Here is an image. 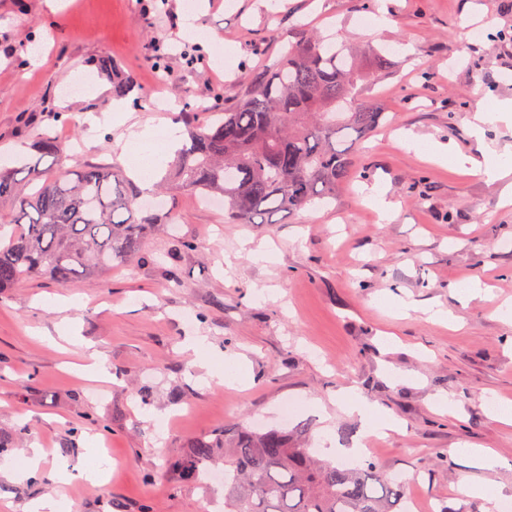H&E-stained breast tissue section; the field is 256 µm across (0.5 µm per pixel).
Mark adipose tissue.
I'll use <instances>...</instances> for the list:
<instances>
[{"label":"adipose tissue","mask_w":512,"mask_h":512,"mask_svg":"<svg viewBox=\"0 0 512 512\" xmlns=\"http://www.w3.org/2000/svg\"><path fill=\"white\" fill-rule=\"evenodd\" d=\"M113 120L118 124L128 125L129 142L120 157V161L130 175L138 182L143 193H150L157 180L163 164L170 151L179 145L178 130L169 125L157 128L151 125H138L132 122L123 103L112 105ZM512 120V101L497 102L495 107H487L484 101H477L470 122L472 134L481 151L480 169L489 181H504L503 197L512 196V184L505 179L512 175V156L500 152L493 143L487 142L485 135L488 125L496 121ZM342 410L360 418L367 430L384 435L397 430L399 423L391 416L381 414L377 407L358 389L346 390L340 397Z\"/></svg>","instance_id":"1"}]
</instances>
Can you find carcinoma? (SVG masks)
Instances as JSON below:
<instances>
[{"instance_id": "cac0c4a2", "label": "carcinoma", "mask_w": 512, "mask_h": 512, "mask_svg": "<svg viewBox=\"0 0 512 512\" xmlns=\"http://www.w3.org/2000/svg\"><path fill=\"white\" fill-rule=\"evenodd\" d=\"M99 64L112 71L114 92L127 94V78L109 61ZM393 67L375 46L362 55L300 32L278 68L247 85L231 108L188 123L170 189L222 198L239 224L331 204L354 174L352 143L395 121L364 96ZM35 148L36 160L0 167V203L13 212L9 237H0V289L39 276L61 285L102 276L138 254L157 225L176 223L143 206L117 163L74 165L68 146L46 132ZM221 463L224 512H407L405 484L373 460L337 467L276 429L201 434L170 469L196 483Z\"/></svg>"}]
</instances>
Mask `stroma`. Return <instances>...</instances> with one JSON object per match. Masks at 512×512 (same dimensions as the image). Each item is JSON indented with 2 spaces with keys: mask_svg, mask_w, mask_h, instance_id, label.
I'll use <instances>...</instances> for the list:
<instances>
[{
  "mask_svg": "<svg viewBox=\"0 0 512 512\" xmlns=\"http://www.w3.org/2000/svg\"><path fill=\"white\" fill-rule=\"evenodd\" d=\"M204 0L201 18L233 57L216 61L209 46L181 31L187 0H0V153L30 155L34 135L51 132L77 145L76 165L111 162L128 136L112 124L106 58L129 79L134 119L186 130V115L229 106L253 77L274 70L297 28L393 52L395 70L371 89L394 127L370 134L353 153L359 179L329 206L274 215L268 224H236L194 195L161 199L178 224L153 234L141 252L101 281L59 286L38 277L0 290V430L28 428L26 445L43 448L46 484L0 471V512H30L46 496L73 501L76 512H202L222 486L174 484L168 462L185 457L193 437L222 427L287 433L303 429L318 448L324 429L338 445L358 443L384 473L407 480L418 505L484 512L464 499L462 481L491 484L512 500V425L495 419L491 400L512 403V325L496 310L512 301V205L501 184L402 148L397 135L452 144L474 156L469 128L476 100L512 99V0ZM384 13L383 29L363 17ZM482 29L464 42L466 28ZM165 53L157 80L148 57ZM100 117L92 125L86 115ZM382 188L400 214L382 221L369 187ZM193 249H186V242ZM274 245L275 262L250 250ZM479 277L485 298L461 302L456 288ZM265 286L264 298L254 294ZM66 297L67 312L44 307ZM408 297L416 312L400 317L388 302ZM437 305L460 326L428 321ZM196 317L186 320L187 310ZM207 337V354L245 355L250 382L208 385L189 372L187 340ZM107 359L108 380L83 372V347ZM152 392L141 405L139 386ZM359 388L402 429L380 438L344 413L338 395ZM456 404L435 410V395ZM297 401L290 420L282 406ZM170 421L158 433L152 412ZM107 446L111 482L95 487L54 478L61 461L78 463ZM491 448L500 466H471L466 447Z\"/></svg>",
  "mask_w": 512,
  "mask_h": 512,
  "instance_id": "35a3bbf8",
  "label": "stroma"
}]
</instances>
